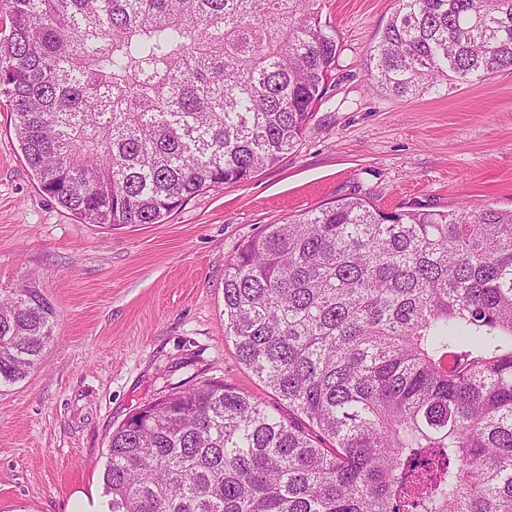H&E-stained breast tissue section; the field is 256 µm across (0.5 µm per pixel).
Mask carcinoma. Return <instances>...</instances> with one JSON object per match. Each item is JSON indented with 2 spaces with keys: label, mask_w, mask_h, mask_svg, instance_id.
I'll list each match as a JSON object with an SVG mask.
<instances>
[{
  "label": "carcinoma",
  "mask_w": 512,
  "mask_h": 512,
  "mask_svg": "<svg viewBox=\"0 0 512 512\" xmlns=\"http://www.w3.org/2000/svg\"><path fill=\"white\" fill-rule=\"evenodd\" d=\"M372 87L512 70V0H397ZM0 88L41 190L88 224H157L303 136L340 46L321 0H0ZM227 338L302 427L222 383L112 431L111 512H512V210L355 198L244 242ZM55 310L0 293V383Z\"/></svg>",
  "instance_id": "cac0c4a2"
}]
</instances>
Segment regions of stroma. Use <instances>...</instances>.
Wrapping results in <instances>:
<instances>
[{
	"label": "stroma",
	"mask_w": 512,
	"mask_h": 512,
	"mask_svg": "<svg viewBox=\"0 0 512 512\" xmlns=\"http://www.w3.org/2000/svg\"><path fill=\"white\" fill-rule=\"evenodd\" d=\"M342 50L305 136L244 183L158 224H87L43 193L0 94V290L35 278L56 309L39 370L0 385V512L108 505L112 432L182 385L221 382L287 414L225 338L224 266L246 240L347 199L385 210L512 209V70L395 97L365 60L396 0H323Z\"/></svg>",
	"instance_id": "35a3bbf8"
}]
</instances>
